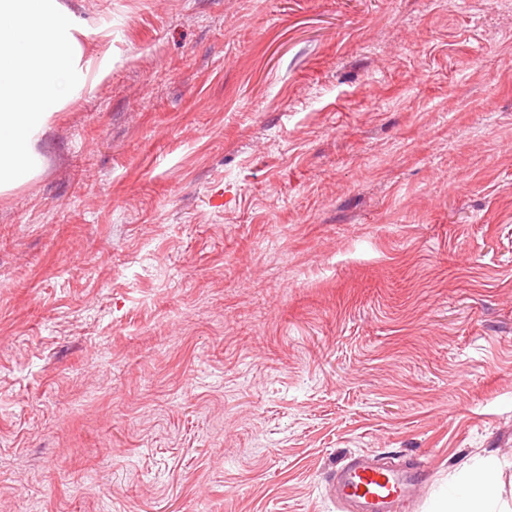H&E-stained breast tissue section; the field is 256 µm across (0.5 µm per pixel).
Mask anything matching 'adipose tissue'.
Here are the masks:
<instances>
[{
	"label": "adipose tissue",
	"mask_w": 512,
	"mask_h": 512,
	"mask_svg": "<svg viewBox=\"0 0 512 512\" xmlns=\"http://www.w3.org/2000/svg\"><path fill=\"white\" fill-rule=\"evenodd\" d=\"M82 29L59 0H0V192L36 174L37 143L55 112L89 91L90 70L106 68V60L84 57ZM498 467L487 456L465 468L431 512H506Z\"/></svg>",
	"instance_id": "1"
}]
</instances>
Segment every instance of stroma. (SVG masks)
<instances>
[{
  "label": "stroma",
  "mask_w": 512,
  "mask_h": 512,
  "mask_svg": "<svg viewBox=\"0 0 512 512\" xmlns=\"http://www.w3.org/2000/svg\"><path fill=\"white\" fill-rule=\"evenodd\" d=\"M112 67L0 192V512L512 507V0H61ZM337 474L332 495L346 512H397L398 504L423 482L419 467H396L371 455L348 457ZM499 461L494 456L467 467L460 477L439 493L430 512H510L498 508L500 491L495 480Z\"/></svg>",
  "instance_id": "1"
}]
</instances>
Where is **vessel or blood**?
Returning <instances> with one entry per match:
<instances>
[{"label":"vessel or blood","mask_w":512,"mask_h":512,"mask_svg":"<svg viewBox=\"0 0 512 512\" xmlns=\"http://www.w3.org/2000/svg\"><path fill=\"white\" fill-rule=\"evenodd\" d=\"M422 481L415 465L397 467L376 456L354 455L338 468L333 495L345 512H396Z\"/></svg>","instance_id":"vessel-or-blood-1"}]
</instances>
